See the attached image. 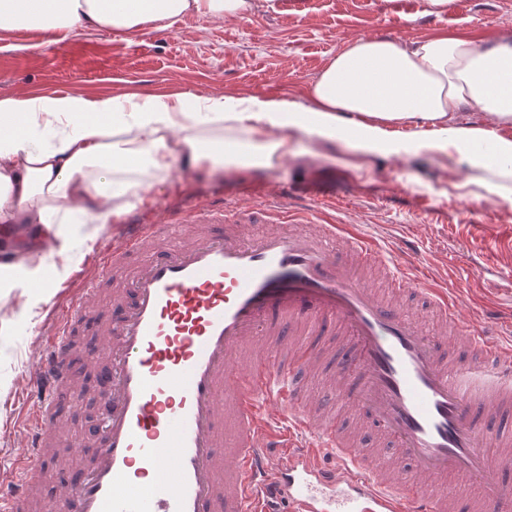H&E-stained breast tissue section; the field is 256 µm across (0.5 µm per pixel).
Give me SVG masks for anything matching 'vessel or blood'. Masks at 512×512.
<instances>
[{
    "label": "vessel or blood",
    "mask_w": 512,
    "mask_h": 512,
    "mask_svg": "<svg viewBox=\"0 0 512 512\" xmlns=\"http://www.w3.org/2000/svg\"><path fill=\"white\" fill-rule=\"evenodd\" d=\"M319 211H289L279 190L132 221L102 247L42 333V394L22 406L0 512H27L60 445L57 404L83 400L68 362L91 309L97 401L90 441L70 446L93 451L50 512H264L272 498L288 512H461L453 477L484 512H512L497 479L512 433L496 432L502 451L489 455L476 416L512 400V325L490 333L463 318L455 285L435 282L423 260L386 254ZM329 330L344 352L326 388L369 440L325 419L299 379L313 369L309 336ZM396 458L411 478L394 475Z\"/></svg>",
    "instance_id": "1"
}]
</instances>
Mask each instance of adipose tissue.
Segmentation results:
<instances>
[{
  "label": "adipose tissue",
  "instance_id": "ef3b65f1",
  "mask_svg": "<svg viewBox=\"0 0 512 512\" xmlns=\"http://www.w3.org/2000/svg\"><path fill=\"white\" fill-rule=\"evenodd\" d=\"M252 0H0V30L27 29L56 43L74 28L139 29L194 15L239 19ZM465 110L483 123L462 121ZM221 124L226 139L199 127ZM408 137H400V129ZM311 136L342 141L356 154H453L491 190L512 201V34L487 43L448 33L400 41L357 38L329 60L308 103L280 98L199 100L179 96L0 99V289L28 288L44 275L43 258L67 255L65 229L52 210L76 209L107 223L120 205L105 174L136 168L141 181L181 166H268Z\"/></svg>",
  "mask_w": 512,
  "mask_h": 512
}]
</instances>
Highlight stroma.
<instances>
[{
    "label": "stroma",
    "mask_w": 512,
    "mask_h": 512,
    "mask_svg": "<svg viewBox=\"0 0 512 512\" xmlns=\"http://www.w3.org/2000/svg\"><path fill=\"white\" fill-rule=\"evenodd\" d=\"M254 2L241 19L191 15L132 32L85 30L57 44L37 31H0V99L138 94L180 95L192 103L221 97L303 103L321 68L353 38L412 41L451 31L484 41L512 31V0H448L438 14L428 0H417L409 18L396 12L394 0H307L301 11L283 9L279 0ZM279 187L292 205L328 197L335 223L360 225L384 248L414 242L432 277L456 283L465 317L480 319L489 310L500 320L512 316V205L440 155L360 159L345 143L324 147L303 137L296 155L270 168L218 164L158 175L147 189L151 205L135 204L128 213L149 222ZM52 218L69 234L76 272L95 260L84 242L88 233L103 246L124 231L112 221L93 225L73 210ZM50 307L43 302L30 318L19 291L0 294V464L21 449L16 398L29 386Z\"/></svg>",
    "instance_id": "stroma-1"
}]
</instances>
